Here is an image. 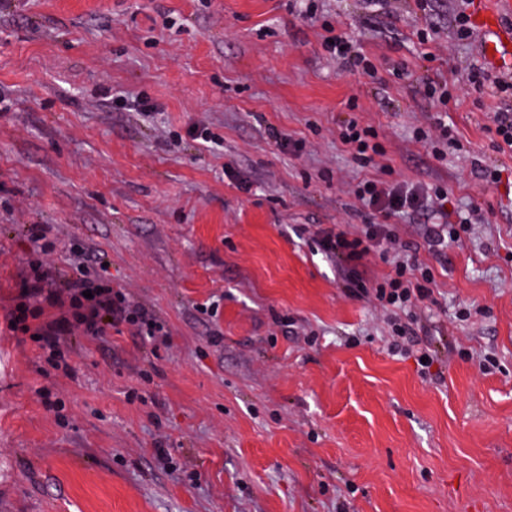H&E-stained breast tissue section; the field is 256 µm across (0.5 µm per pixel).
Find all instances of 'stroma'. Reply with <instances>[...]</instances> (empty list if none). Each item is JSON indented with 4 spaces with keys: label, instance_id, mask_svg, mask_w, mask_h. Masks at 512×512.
<instances>
[{
    "label": "stroma",
    "instance_id": "1",
    "mask_svg": "<svg viewBox=\"0 0 512 512\" xmlns=\"http://www.w3.org/2000/svg\"><path fill=\"white\" fill-rule=\"evenodd\" d=\"M294 2L0 0V512H512V154L491 132L512 94L470 82L460 0H428L427 44L414 0H315L314 22ZM330 25L372 73L324 51ZM437 82L442 160L416 137ZM351 118L386 172L354 163ZM379 174L479 217L438 255L431 215L398 221L435 275L413 343L312 240L363 224L353 188ZM33 224L59 276L73 245L107 263L169 342L111 330L56 367L12 333Z\"/></svg>",
    "mask_w": 512,
    "mask_h": 512
}]
</instances>
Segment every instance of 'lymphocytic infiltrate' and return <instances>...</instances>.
<instances>
[{"mask_svg":"<svg viewBox=\"0 0 512 512\" xmlns=\"http://www.w3.org/2000/svg\"><path fill=\"white\" fill-rule=\"evenodd\" d=\"M354 160L363 167L374 165L383 147L375 134L356 121H348L339 132ZM355 196L380 221L368 222L353 233L334 227L317 231V242L326 256L346 267L358 297L383 309L398 310L404 321L392 324L394 335L405 337L417 323V308L429 297L434 275L418 257L417 251L401 240L392 219L420 210L447 214L448 190L431 189L382 179L360 181ZM379 257L392 268L383 280L364 284L361 269L370 257ZM18 332L36 337L43 353L55 356L61 342L69 336L97 339L107 328L124 326L135 335H163L164 327L145 310L131 304L109 278L80 274L61 281L54 270L32 263L30 272L19 284L17 302L10 313Z\"/></svg>","mask_w":512,"mask_h":512,"instance_id":"f902f5d3","label":"lymphocytic infiltrate"}]
</instances>
